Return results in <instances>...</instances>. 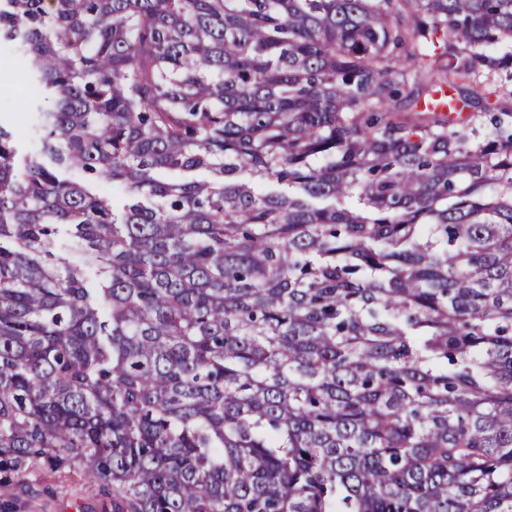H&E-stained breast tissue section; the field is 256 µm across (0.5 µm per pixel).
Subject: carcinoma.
<instances>
[{
  "label": "carcinoma",
  "instance_id": "cac0c4a2",
  "mask_svg": "<svg viewBox=\"0 0 512 512\" xmlns=\"http://www.w3.org/2000/svg\"><path fill=\"white\" fill-rule=\"evenodd\" d=\"M0 45L1 488L512 512V0H0ZM10 74L7 68H0V115L11 121L20 131H24V116L20 112L26 90L20 81H12L8 86ZM8 86V87H7ZM2 87H7L3 89ZM2 88V89H1Z\"/></svg>",
  "mask_w": 512,
  "mask_h": 512
}]
</instances>
